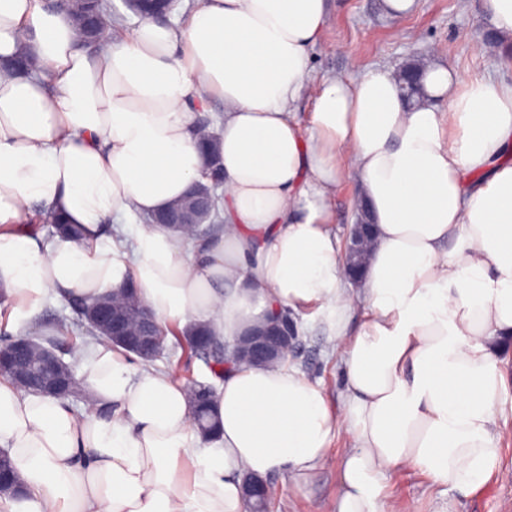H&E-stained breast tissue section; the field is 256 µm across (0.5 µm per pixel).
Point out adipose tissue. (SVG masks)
I'll return each instance as SVG.
<instances>
[{
    "instance_id": "obj_1",
    "label": "adipose tissue",
    "mask_w": 512,
    "mask_h": 512,
    "mask_svg": "<svg viewBox=\"0 0 512 512\" xmlns=\"http://www.w3.org/2000/svg\"><path fill=\"white\" fill-rule=\"evenodd\" d=\"M329 0H204L83 46L48 0H0V304L22 336L46 297L134 284L161 324L231 342L263 312L317 308L344 389L289 362L214 384L220 436L188 388L106 341L77 348L87 404L0 377V447L22 483L0 512H248L244 476L307 484L331 441L333 512H391L390 473L472 491L499 467L512 335V83L430 61L408 106L392 69L311 87ZM34 54L36 71L4 60ZM307 119H300L303 99ZM219 126L224 228L158 224L200 181L199 119ZM358 179L375 239L350 287L332 201ZM78 239L19 233L35 211Z\"/></svg>"
}]
</instances>
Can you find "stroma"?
<instances>
[{"label": "stroma", "instance_id": "obj_1", "mask_svg": "<svg viewBox=\"0 0 512 512\" xmlns=\"http://www.w3.org/2000/svg\"><path fill=\"white\" fill-rule=\"evenodd\" d=\"M483 0H417L404 17L384 15L380 0H330V24L310 51L313 81L350 78L372 67L396 68L407 60L434 56L466 76L491 75L512 83V55L485 49L490 32ZM299 340L289 360L338 402L342 375L337 357L319 321L297 315ZM502 442L499 469L475 491H440L409 470L390 483L393 512H512V421ZM347 448L334 437L327 464L304 487L285 475L274 477L279 492L270 512H332L336 464Z\"/></svg>", "mask_w": 512, "mask_h": 512}]
</instances>
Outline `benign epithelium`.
Listing matches in <instances>:
<instances>
[{
	"instance_id": "benign-epithelium-1",
	"label": "benign epithelium",
	"mask_w": 512,
	"mask_h": 512,
	"mask_svg": "<svg viewBox=\"0 0 512 512\" xmlns=\"http://www.w3.org/2000/svg\"><path fill=\"white\" fill-rule=\"evenodd\" d=\"M205 204L189 210H167L149 219L151 224L196 227ZM370 231V222L363 215L356 216V222L348 236V266L350 280L357 284L360 278V263L364 245ZM138 333L127 337L123 328L128 324L126 317L117 308L102 309L95 313L98 324L109 330L112 338L132 344L136 351L146 357L159 352L160 341L155 332L156 319L144 303L137 307ZM298 338L297 327L283 310L265 313L264 322L249 334V337L232 351L236 358L253 361L270 360L287 355ZM6 366L17 384L24 389H36L60 397L72 395V374L68 365L52 348H40L27 338L18 340L8 352H0V367ZM245 498L252 502V510L268 502L269 483L267 480L247 475L243 479Z\"/></svg>"
}]
</instances>
